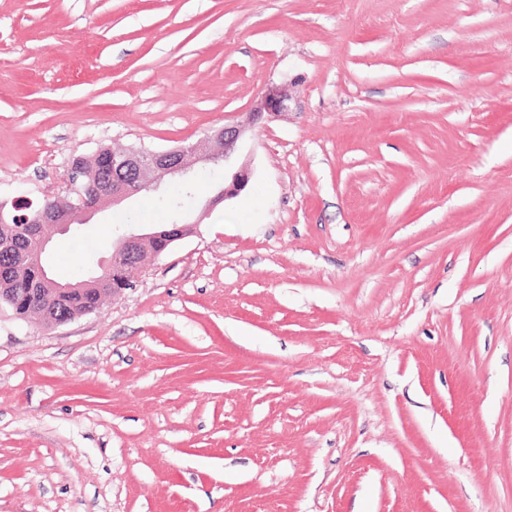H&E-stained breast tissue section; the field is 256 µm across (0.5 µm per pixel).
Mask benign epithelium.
<instances>
[{"label": "benign epithelium", "mask_w": 512, "mask_h": 512, "mask_svg": "<svg viewBox=\"0 0 512 512\" xmlns=\"http://www.w3.org/2000/svg\"><path fill=\"white\" fill-rule=\"evenodd\" d=\"M286 110L288 95L278 87H270L255 101L245 121L226 124L201 141L166 150L131 148L114 154L102 173L105 189L97 191L95 199L85 197L78 204L69 200L70 193L79 180L88 179L90 175L82 168L85 157H71L58 190L44 192L57 204L54 210H39L33 206L31 198L19 195L12 200L11 213L5 215L0 212V252L13 254L19 260L32 261L39 268L41 282L50 284L48 288L22 293L3 288L0 300L11 306L12 312L21 310L24 317L45 328L59 326L93 312L96 305L77 304L71 307V313L61 317L50 304L62 295L79 296L86 287L90 288L92 296L101 297L105 292L101 284L109 269L144 267L151 259L168 252L175 242L197 233L198 225L149 224L125 231L112 243L110 255L98 261L99 272L77 284H61L51 277L44 262L51 236L44 231V225L52 224L58 232L66 234L74 225L83 223L95 213L141 192H160L172 180L190 182L198 164H224V185L212 198L211 204L233 198L247 187L251 179L249 165L232 162L242 136L251 124Z\"/></svg>", "instance_id": "7a95c632"}]
</instances>
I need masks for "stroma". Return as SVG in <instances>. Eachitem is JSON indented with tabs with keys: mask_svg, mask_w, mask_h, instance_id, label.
<instances>
[{
	"mask_svg": "<svg viewBox=\"0 0 512 512\" xmlns=\"http://www.w3.org/2000/svg\"><path fill=\"white\" fill-rule=\"evenodd\" d=\"M243 137L199 222L53 329L0 312V512H512V0H0V195Z\"/></svg>",
	"mask_w": 512,
	"mask_h": 512,
	"instance_id": "stroma-1",
	"label": "stroma"
}]
</instances>
